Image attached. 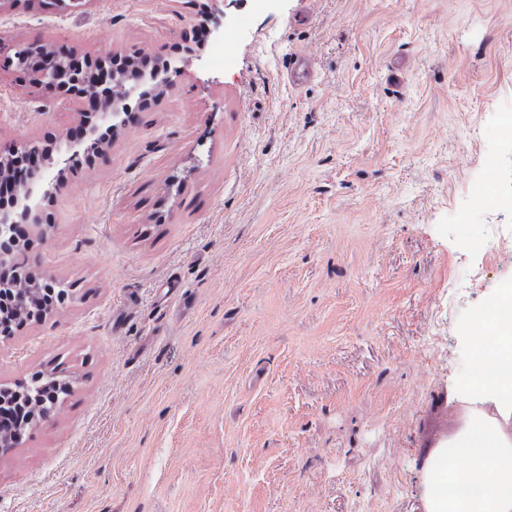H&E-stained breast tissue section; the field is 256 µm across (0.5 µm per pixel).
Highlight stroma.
<instances>
[{"label":"stroma","mask_w":512,"mask_h":512,"mask_svg":"<svg viewBox=\"0 0 512 512\" xmlns=\"http://www.w3.org/2000/svg\"><path fill=\"white\" fill-rule=\"evenodd\" d=\"M206 2L0 14L7 48L180 69L32 229L73 298L0 336V385L71 390L0 454V512H422L460 329L512 283V0H225L223 66ZM80 110L0 68V145L59 150ZM288 82L299 86L309 82L314 73L312 61L307 56L291 57L287 65Z\"/></svg>","instance_id":"obj_1"}]
</instances>
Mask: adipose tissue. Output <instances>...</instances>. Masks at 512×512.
<instances>
[{"instance_id":"1","label":"adipose tissue","mask_w":512,"mask_h":512,"mask_svg":"<svg viewBox=\"0 0 512 512\" xmlns=\"http://www.w3.org/2000/svg\"><path fill=\"white\" fill-rule=\"evenodd\" d=\"M491 347H471L467 380L450 387L462 416L423 456V512H512V286L479 311Z\"/></svg>"}]
</instances>
